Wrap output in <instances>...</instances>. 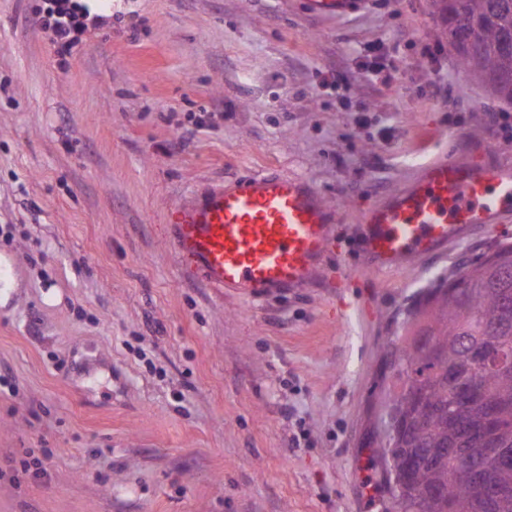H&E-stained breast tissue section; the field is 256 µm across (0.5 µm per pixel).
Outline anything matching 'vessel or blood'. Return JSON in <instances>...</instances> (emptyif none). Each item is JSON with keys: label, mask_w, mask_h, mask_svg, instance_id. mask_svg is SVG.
Returning <instances> with one entry per match:
<instances>
[{"label": "vessel or blood", "mask_w": 512, "mask_h": 512, "mask_svg": "<svg viewBox=\"0 0 512 512\" xmlns=\"http://www.w3.org/2000/svg\"><path fill=\"white\" fill-rule=\"evenodd\" d=\"M367 0H306L342 19ZM512 216V165L484 141L453 140L447 158L365 210L356 248L365 270H398ZM338 208L309 179L258 173L176 202L169 236L187 272L226 297L260 299L309 287L336 249Z\"/></svg>", "instance_id": "1"}]
</instances>
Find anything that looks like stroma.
I'll return each instance as SVG.
<instances>
[{"label": "stroma", "instance_id": "obj_1", "mask_svg": "<svg viewBox=\"0 0 512 512\" xmlns=\"http://www.w3.org/2000/svg\"><path fill=\"white\" fill-rule=\"evenodd\" d=\"M73 3L102 21L60 54L45 0H0V512H391L390 340L512 245V218L391 272L360 270L353 228L448 137L512 163L493 121L512 104L459 68L439 0L337 20L304 0ZM377 47L384 84L359 68ZM265 171L338 206L339 245L310 287L226 298L186 273L170 212Z\"/></svg>", "mask_w": 512, "mask_h": 512}]
</instances>
